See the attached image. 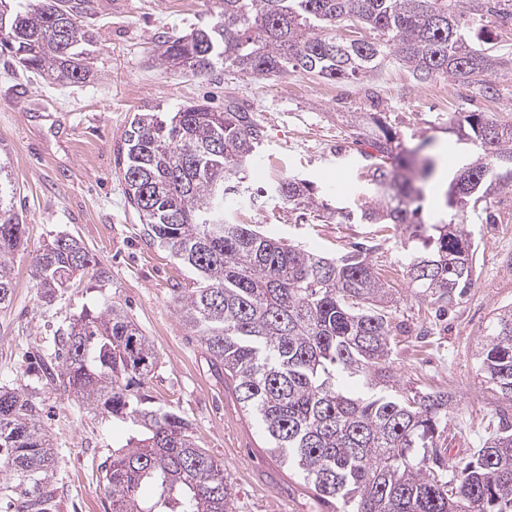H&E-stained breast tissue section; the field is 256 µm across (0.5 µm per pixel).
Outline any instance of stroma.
Listing matches in <instances>:
<instances>
[{
  "label": "stroma",
  "instance_id": "stroma-1",
  "mask_svg": "<svg viewBox=\"0 0 512 512\" xmlns=\"http://www.w3.org/2000/svg\"><path fill=\"white\" fill-rule=\"evenodd\" d=\"M85 4L82 22L98 40L93 81L52 84L0 55V159L12 171L15 209L27 229V242L14 255L12 300L0 309V387L26 384L40 392L43 421L59 452L57 512H110L97 466L125 444L130 430L46 385L24 354L49 353L54 330L110 304L122 306L153 342L158 365L144 389L185 417L200 446L224 464L237 512H326L299 473L270 454L258 421L241 407L223 370L188 336L173 290L192 287L194 274L149 241L127 206L116 151L134 113L147 104L171 110L204 102L220 110L230 97L254 113L265 137L253 162L258 172L246 179L256 205L244 223L328 255L357 242L376 244L372 258L387 271L395 317L404 327L391 371L408 388L450 390V456L478 447L495 414L512 421V406L497 399L478 369L487 326L512 306V193L496 197L495 223L471 220L479 247L476 281L441 317L412 288L393 232L375 224H324L266 193L272 179L295 174L346 206L375 200L373 186L360 176L362 147L347 123L352 112L384 113L406 142L432 138L453 158L448 171H456L466 153L448 132L449 114L491 112L512 122V75L494 78L491 95L449 76L416 82L391 58L351 84L300 71L258 79L219 68L195 77L160 67L153 49L158 37L208 24L209 0ZM59 234L80 240L91 263L47 304L35 287L32 261Z\"/></svg>",
  "mask_w": 512,
  "mask_h": 512
}]
</instances>
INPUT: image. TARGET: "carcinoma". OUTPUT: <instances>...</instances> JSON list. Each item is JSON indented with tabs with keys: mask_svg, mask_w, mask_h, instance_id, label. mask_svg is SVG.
<instances>
[{
	"mask_svg": "<svg viewBox=\"0 0 512 512\" xmlns=\"http://www.w3.org/2000/svg\"><path fill=\"white\" fill-rule=\"evenodd\" d=\"M214 19L157 40L155 61L206 75L220 64L256 78L302 70L353 82L393 56L424 82L448 75L489 91L486 77L512 70L486 32L488 17L512 26V0H213ZM69 0H0V51L46 80L94 78L92 32ZM370 40L345 41L353 24ZM448 132L473 161L448 176V221L423 217L424 184L436 174L425 143L403 146L386 116L352 125L370 151L366 176L380 199L334 207L309 181L284 177L275 198L323 223L389 224L409 232L404 271L443 310L473 287L477 247L464 219L512 190V123L491 112L448 116ZM264 138L233 99L218 111L195 102L135 113L117 149L129 207L148 235L195 271L174 293L187 334L217 364L270 451L297 468L331 512H512V423L499 421L465 460L450 464L452 393L411 387L390 393L401 327L373 248L336 257L285 244L225 207ZM16 188L0 162V309L14 290L12 255L26 244ZM90 265L70 235L37 251L35 286L50 303ZM153 345L116 305L55 331L44 377L135 432L98 465L111 512H236L224 465L199 446L178 412L140 393L156 368ZM479 371L512 403V306L489 326ZM363 376L366 389L348 380ZM42 403L25 387L0 390V512H56L58 449L41 424Z\"/></svg>",
	"mask_w": 512,
	"mask_h": 512,
	"instance_id": "obj_1",
	"label": "carcinoma"
}]
</instances>
